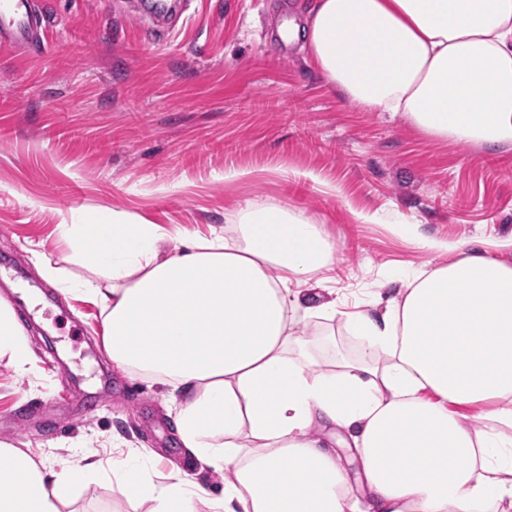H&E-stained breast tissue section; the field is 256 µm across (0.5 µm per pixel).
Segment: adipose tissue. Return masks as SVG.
<instances>
[{
	"mask_svg": "<svg viewBox=\"0 0 512 512\" xmlns=\"http://www.w3.org/2000/svg\"><path fill=\"white\" fill-rule=\"evenodd\" d=\"M316 68L369 112L403 113L429 137L512 148V0H315L303 29ZM43 277L93 300L115 369L168 386L176 435L224 477L213 495L183 471L151 476L136 449L112 460L146 512H512V260L462 241L455 259L396 275L384 311L311 306L336 243L285 205L251 201L230 230L171 232L128 213L61 224ZM342 316L356 358L320 369L322 317ZM30 345L0 299V358ZM486 406L491 425L467 429ZM358 455L363 500L317 429ZM102 462L54 469L0 442V512H64Z\"/></svg>",
	"mask_w": 512,
	"mask_h": 512,
	"instance_id": "ef3b65f1",
	"label": "adipose tissue"
}]
</instances>
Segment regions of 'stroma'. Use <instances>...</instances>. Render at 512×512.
<instances>
[{
  "instance_id": "obj_1",
  "label": "stroma",
  "mask_w": 512,
  "mask_h": 512,
  "mask_svg": "<svg viewBox=\"0 0 512 512\" xmlns=\"http://www.w3.org/2000/svg\"><path fill=\"white\" fill-rule=\"evenodd\" d=\"M132 0H39L40 54L0 50V297L25 323L33 366L0 359V441L57 466L113 439L155 452L156 476L222 477L182 448L163 386L118 372L101 311L52 287L41 258L55 233L125 211L167 230L207 234L249 201L283 204L322 226L341 255L308 295L373 311L393 270L430 269L447 246L484 239L512 257V148L431 138L404 115L343 99L299 43L272 44L313 0H186L157 35ZM248 167L250 178L224 172ZM437 250L417 248L398 220ZM74 512H142L112 478L84 488Z\"/></svg>"
}]
</instances>
